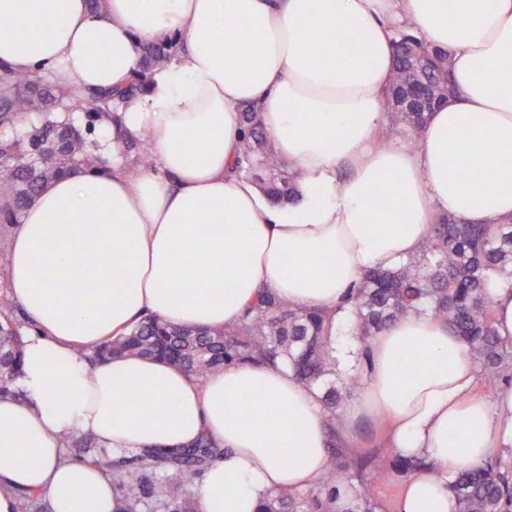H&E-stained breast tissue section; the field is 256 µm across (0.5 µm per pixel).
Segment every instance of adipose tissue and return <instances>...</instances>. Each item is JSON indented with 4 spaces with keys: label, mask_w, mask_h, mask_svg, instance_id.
Masks as SVG:
<instances>
[{
    "label": "adipose tissue",
    "mask_w": 512,
    "mask_h": 512,
    "mask_svg": "<svg viewBox=\"0 0 512 512\" xmlns=\"http://www.w3.org/2000/svg\"><path fill=\"white\" fill-rule=\"evenodd\" d=\"M105 2L0 0V61L37 76L118 86L139 70V45L179 42L122 112L124 132L151 135L156 167L129 176L116 140L99 139L110 170L58 178L11 228L8 291L32 327L13 382L26 401L0 397V512H19L20 491L51 512H116L111 477L68 458L61 436L171 452L205 432L227 453L194 488L200 512H257L267 492L325 472L316 390L284 366L196 380L87 352L148 314L232 324L263 291L333 309L368 271L414 255L438 216L512 219V0ZM402 24L447 53L454 86L413 148L378 141ZM246 104L300 174L288 203L230 175ZM475 385L447 324L408 316L374 339L345 437L382 422L398 453L427 459L397 512H455L459 469L512 456V385L489 400Z\"/></svg>",
    "instance_id": "ef3b65f1"
}]
</instances>
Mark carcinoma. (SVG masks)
<instances>
[{"label":"carcinoma","mask_w":512,"mask_h":512,"mask_svg":"<svg viewBox=\"0 0 512 512\" xmlns=\"http://www.w3.org/2000/svg\"><path fill=\"white\" fill-rule=\"evenodd\" d=\"M395 46L403 62L396 67L394 86L418 79L431 94L432 105L440 104L450 87L443 52L401 27L395 32ZM139 50L141 70L117 88L50 81L0 62V224L17 223L35 197L71 167H107L106 159L88 148V136L100 126L109 131L120 127V104L147 90L152 73L172 60L177 44L164 37ZM56 112L76 113L78 121L60 124L53 119ZM241 116L244 136L233 172L262 185L276 201L292 198L299 173L277 157L255 106L243 107ZM398 120L407 144L416 145L427 113L405 112ZM120 149L131 174L155 166L145 134L124 136ZM500 282L512 285V221L461 224L441 215L417 254L396 269L369 271L342 307L305 308L266 292L247 305L239 321L219 329L174 327L152 315L129 333L99 344L92 358L154 357L195 379L226 364L288 365L299 381L320 389L327 415V471L314 489L267 493L257 512H378L372 486L405 483L428 463L395 450L356 454L341 443L339 433L346 427L343 405L362 375L338 371L334 319L346 313L366 359L372 340L387 324L428 315L451 327L475 363L477 382L498 384L512 379V342L503 341L494 327L490 288ZM28 328L17 305L1 300L0 395L17 400L24 395L11 384ZM61 445L72 458L110 472L123 503L119 512H199L193 487L225 454L206 433L173 453L144 449L111 458L87 435L65 436ZM451 488L457 512H512V462L493 456L482 466L464 468Z\"/></svg>","instance_id":"obj_1"}]
</instances>
